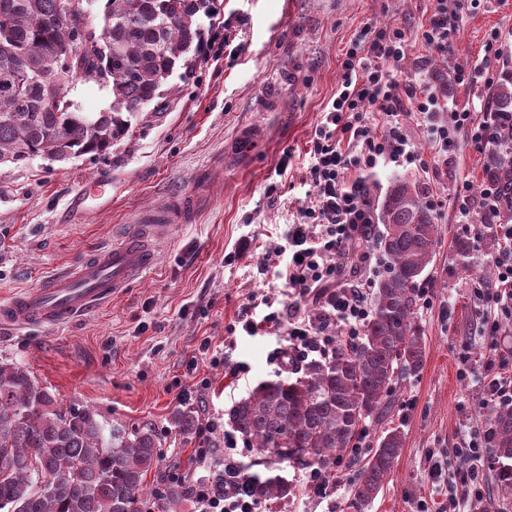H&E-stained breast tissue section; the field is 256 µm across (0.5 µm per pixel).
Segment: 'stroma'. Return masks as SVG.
I'll return each instance as SVG.
<instances>
[{"label":"stroma","instance_id":"stroma-1","mask_svg":"<svg viewBox=\"0 0 512 512\" xmlns=\"http://www.w3.org/2000/svg\"><path fill=\"white\" fill-rule=\"evenodd\" d=\"M231 32L245 46L240 56L217 64L176 67L160 96L129 119L130 130L103 153L66 161L34 156L0 167V302L37 287L85 256L112 244L141 224L165 219L181 198L204 188L194 221L176 226L155 246L158 262L103 308L55 329L0 331V360L18 362L62 403L92 407L104 420L148 424L162 431V461L147 475L160 483L179 469L194 477L224 470L216 449L206 470L196 469V439L176 433L169 414L176 395L191 394L199 419L227 418L230 408L260 382L290 376L270 360L285 344V330L246 335L238 330L244 309L265 314L262 298L288 300L282 282L264 266L285 242L288 224L310 205L311 139L335 95L340 61L349 42L369 27L402 24L407 49L390 71L399 90L427 80L442 90L449 108L491 107L484 81L457 83L456 67H473L485 54L490 31H499L504 60L512 64V0H481L464 12L453 51L441 57L426 45L423 26L433 0H213ZM410 143L427 163L378 169L370 178L379 198L396 175L419 180L441 198L436 212L439 241L422 281L433 304L417 317L426 336L419 373L398 386L380 413L368 418L369 443L386 429L403 436L388 486L367 512H416L434 498L430 455L448 454V474L459 480L466 461L452 449L484 429L482 402L487 373L462 377L458 349L507 357L512 375V329L482 335L471 294L497 248L490 237L460 223L453 186L461 179L481 185L489 151L458 135L447 163L417 121ZM287 168H280L282 156ZM86 192L88 218L73 216L68 202ZM252 241L239 260L225 263L240 239ZM467 242V253L458 245ZM242 362L241 379L213 367L212 357ZM365 454L343 460L325 493L297 489L273 512H352L355 477Z\"/></svg>","mask_w":512,"mask_h":512}]
</instances>
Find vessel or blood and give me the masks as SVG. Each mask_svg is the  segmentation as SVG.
<instances>
[{
	"label": "vessel or blood",
	"instance_id": "vessel-or-blood-1",
	"mask_svg": "<svg viewBox=\"0 0 512 512\" xmlns=\"http://www.w3.org/2000/svg\"><path fill=\"white\" fill-rule=\"evenodd\" d=\"M168 230L140 228L78 261L65 274L0 304V325L57 327L111 301L155 265L153 242Z\"/></svg>",
	"mask_w": 512,
	"mask_h": 512
}]
</instances>
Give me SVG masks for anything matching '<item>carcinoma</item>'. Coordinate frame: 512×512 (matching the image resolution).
Segmentation results:
<instances>
[{
	"label": "carcinoma",
	"instance_id": "1",
	"mask_svg": "<svg viewBox=\"0 0 512 512\" xmlns=\"http://www.w3.org/2000/svg\"><path fill=\"white\" fill-rule=\"evenodd\" d=\"M60 0H0V165L35 154L65 158L106 150L129 131L123 114L160 95L178 63L199 41L197 14L206 0H106L103 50L75 62L83 80L108 84L112 104L89 119L75 111L67 80L53 59L77 20L60 16ZM496 112L512 113V80L494 88ZM485 181L503 194L494 220L512 223V151L492 155ZM379 227L367 247L386 258L372 312L354 342L311 358L294 378L267 381L237 402L228 420L259 449L272 474L246 473L252 499L277 502L293 494L273 473L281 462L335 475L363 423L378 413L399 381L418 373L426 336L416 320L418 288L432 263L438 225L417 181L396 176L379 204ZM197 410L173 407L169 423L196 432ZM484 437L497 492L512 497V406L492 403ZM401 432L385 431L358 471L350 507L364 512L388 483L402 448ZM163 437L149 425L109 423L87 405H63L22 365L0 361V512H180L191 499L186 482L164 480L161 495L147 483L160 464Z\"/></svg>",
	"mask_w": 512,
	"mask_h": 512
}]
</instances>
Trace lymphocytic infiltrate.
I'll list each match as a JSON object with an SVG mask.
<instances>
[{"instance_id": "1", "label": "lymphocytic infiltrate", "mask_w": 512, "mask_h": 512, "mask_svg": "<svg viewBox=\"0 0 512 512\" xmlns=\"http://www.w3.org/2000/svg\"><path fill=\"white\" fill-rule=\"evenodd\" d=\"M434 2L422 36L445 56L453 50L461 14L478 0ZM406 42L404 28L385 25L352 41L344 54L336 94L324 108L311 140L309 175L314 203L302 209L299 221L285 233V246L269 258L293 301L260 317H241L242 329L250 336L287 326L288 345L273 350L275 363L286 361L297 367L310 355L328 354L336 343L330 332L334 326L342 328L348 340L359 336L371 311V281L340 282L336 259L358 248L366 229L375 222L367 175L414 159L405 130L407 118L421 123L441 161L447 160L458 134H468L476 147L484 148L496 145L500 130L512 127L511 112H487L479 117L466 108L448 110L429 84H413L405 94H398L387 66L403 57ZM373 108L379 112L380 124L370 122ZM454 195L465 222L478 210L491 215L499 204L498 190L490 184L476 196L464 179L457 182ZM492 231L505 244L494 258L495 279L488 284L476 282L473 288L480 306L481 332L486 336L498 335L503 325L512 323V224L493 225ZM311 295L324 301L315 316L300 305L302 298ZM484 448V442L472 441L458 449V456L471 463L461 484H443L436 508L422 502L417 512H481ZM192 489L196 512H257L255 501L246 498L239 487L217 494L209 482L196 479Z\"/></svg>"}]
</instances>
